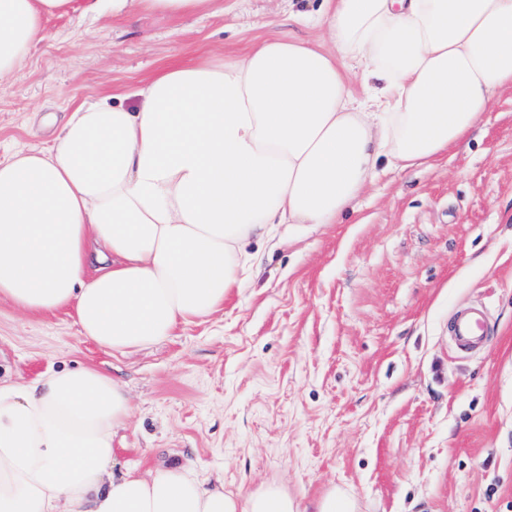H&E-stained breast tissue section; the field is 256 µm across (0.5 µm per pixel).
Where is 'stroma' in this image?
<instances>
[{"label": "stroma", "instance_id": "obj_1", "mask_svg": "<svg viewBox=\"0 0 512 512\" xmlns=\"http://www.w3.org/2000/svg\"><path fill=\"white\" fill-rule=\"evenodd\" d=\"M322 0H215L193 19L72 11L0 83V158L49 143L75 105L132 92L173 59L228 60L289 33ZM207 320L138 352L85 341L64 311L0 299V381L63 366L121 382L118 466L200 463L228 491L265 482L301 506L332 488L361 512H512V90L432 165L382 171L328 224L263 248ZM483 305L487 345L455 352L456 311Z\"/></svg>", "mask_w": 512, "mask_h": 512}]
</instances>
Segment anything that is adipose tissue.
<instances>
[{
    "label": "adipose tissue",
    "mask_w": 512,
    "mask_h": 512,
    "mask_svg": "<svg viewBox=\"0 0 512 512\" xmlns=\"http://www.w3.org/2000/svg\"><path fill=\"white\" fill-rule=\"evenodd\" d=\"M213 0H112L116 15L190 16ZM73 0H0V80ZM311 23L232 61L162 67L130 108H72L50 145L0 159V298L72 310L121 353L207 318L260 266L255 242L338 223L378 173L436 161L512 88V0H324ZM381 87L349 90L347 60ZM132 416L95 367L0 385V512H301L277 483L228 493L198 465L115 471Z\"/></svg>",
    "instance_id": "ef3b65f1"
}]
</instances>
